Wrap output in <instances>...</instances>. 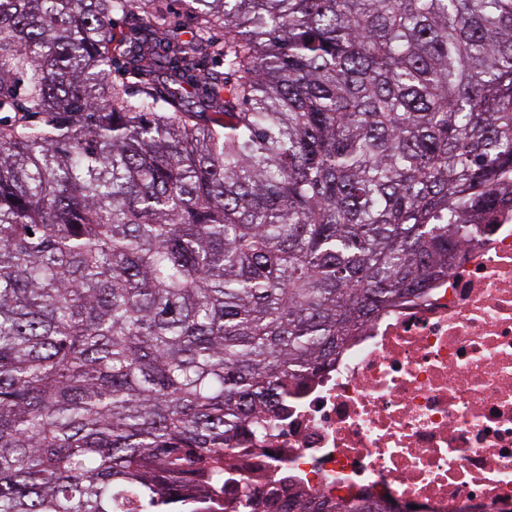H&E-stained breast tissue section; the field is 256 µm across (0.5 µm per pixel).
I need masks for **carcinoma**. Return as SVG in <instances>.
<instances>
[{
	"mask_svg": "<svg viewBox=\"0 0 512 512\" xmlns=\"http://www.w3.org/2000/svg\"><path fill=\"white\" fill-rule=\"evenodd\" d=\"M180 2L0 0V512H202L512 211V0ZM171 18L169 36H178L181 39L189 37V31L194 27L195 21L192 14L184 11L180 3H170Z\"/></svg>",
	"mask_w": 512,
	"mask_h": 512,
	"instance_id": "obj_1",
	"label": "carcinoma"
}]
</instances>
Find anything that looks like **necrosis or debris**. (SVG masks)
<instances>
[{
	"mask_svg": "<svg viewBox=\"0 0 512 512\" xmlns=\"http://www.w3.org/2000/svg\"><path fill=\"white\" fill-rule=\"evenodd\" d=\"M253 492L314 506L364 494L428 512L512 504L511 214L243 437L206 512H247Z\"/></svg>",
	"mask_w": 512,
	"mask_h": 512,
	"instance_id": "necrosis-or-debris-1",
	"label": "necrosis or debris"
}]
</instances>
